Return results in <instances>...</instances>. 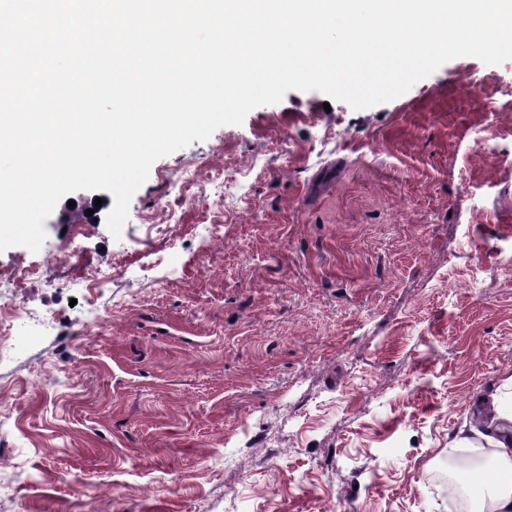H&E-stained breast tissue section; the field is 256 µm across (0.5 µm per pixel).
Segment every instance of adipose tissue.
Listing matches in <instances>:
<instances>
[{"label":"adipose tissue","mask_w":512,"mask_h":512,"mask_svg":"<svg viewBox=\"0 0 512 512\" xmlns=\"http://www.w3.org/2000/svg\"><path fill=\"white\" fill-rule=\"evenodd\" d=\"M461 448L486 449L488 466L494 474L491 483L475 489L464 486L465 501L473 502L474 512H512V406L496 407L486 422L448 446L449 452Z\"/></svg>","instance_id":"ef3b65f1"}]
</instances>
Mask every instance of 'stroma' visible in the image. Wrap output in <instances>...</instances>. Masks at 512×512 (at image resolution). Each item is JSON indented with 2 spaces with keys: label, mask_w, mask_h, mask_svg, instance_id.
I'll use <instances>...</instances> for the list:
<instances>
[{
  "label": "stroma",
  "mask_w": 512,
  "mask_h": 512,
  "mask_svg": "<svg viewBox=\"0 0 512 512\" xmlns=\"http://www.w3.org/2000/svg\"><path fill=\"white\" fill-rule=\"evenodd\" d=\"M113 205L0 252L47 322L0 361V512H458L440 460L512 404V60L288 91L154 162L117 237Z\"/></svg>",
  "instance_id": "stroma-1"
}]
</instances>
